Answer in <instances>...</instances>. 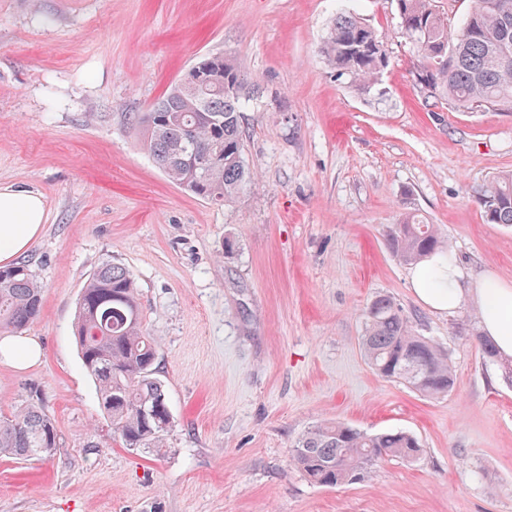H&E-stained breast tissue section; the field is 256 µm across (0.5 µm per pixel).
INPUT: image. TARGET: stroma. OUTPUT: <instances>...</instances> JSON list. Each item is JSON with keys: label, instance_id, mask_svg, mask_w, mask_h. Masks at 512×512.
<instances>
[{"label": "stroma", "instance_id": "obj_1", "mask_svg": "<svg viewBox=\"0 0 512 512\" xmlns=\"http://www.w3.org/2000/svg\"><path fill=\"white\" fill-rule=\"evenodd\" d=\"M348 12L387 49L366 90L320 52ZM216 54L264 88L242 112L257 186L227 205L170 182L131 126ZM416 64L396 0H0V184L41 193L47 211L24 256L42 287L24 333L43 356L0 364V413L34 387L58 432L50 460L0 457V512H512V382L474 342L477 308L431 312L386 243L414 213L467 275L512 280V227L476 202L512 172V113L427 97ZM105 261L135 277L158 342L172 415L159 456L124 448L74 342ZM379 295L447 350V395L369 367L361 312ZM320 422L406 431L423 452L318 486L289 459Z\"/></svg>", "mask_w": 512, "mask_h": 512}]
</instances>
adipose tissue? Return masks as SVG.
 I'll return each mask as SVG.
<instances>
[{
  "label": "adipose tissue",
  "instance_id": "1",
  "mask_svg": "<svg viewBox=\"0 0 512 512\" xmlns=\"http://www.w3.org/2000/svg\"><path fill=\"white\" fill-rule=\"evenodd\" d=\"M46 208L36 191L0 186V266L11 265L43 232ZM413 294L434 313L452 315L467 303L479 309V328L500 352L512 356V282L485 274L466 282L455 260L434 255L411 268Z\"/></svg>",
  "mask_w": 512,
  "mask_h": 512
}]
</instances>
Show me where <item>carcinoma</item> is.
Wrapping results in <instances>:
<instances>
[{
    "label": "carcinoma",
    "instance_id": "obj_1",
    "mask_svg": "<svg viewBox=\"0 0 512 512\" xmlns=\"http://www.w3.org/2000/svg\"><path fill=\"white\" fill-rule=\"evenodd\" d=\"M435 0H397L400 27L417 48L416 85L429 97L459 109L512 112V0H472L455 32ZM321 53L340 75L363 89L383 69L385 43L365 19L336 17ZM188 82L174 84L149 111L132 117L139 145L168 179L208 201L233 202L256 183L244 156L242 109L260 93L259 83L226 55L200 60ZM488 223L512 226V173L493 179L477 196ZM387 245L401 263L450 252L433 224L406 214L390 227ZM41 286L29 265L0 268V330L18 331L41 314ZM74 335L82 365L94 380L99 405L127 448L161 453L171 427L164 385L157 378L156 340L144 328L137 285L130 271L103 262L82 289ZM483 358L499 364L512 381V357L475 336ZM360 345L369 366L426 397L454 388L448 352L415 333L402 308L379 295L363 313ZM37 390L28 403L0 416V456L49 459L58 447L55 421L39 406ZM422 452L404 431L374 435L342 423H321L294 442L291 464L313 484L336 487L363 480L387 459L412 462Z\"/></svg>",
    "mask_w": 512,
    "mask_h": 512
}]
</instances>
